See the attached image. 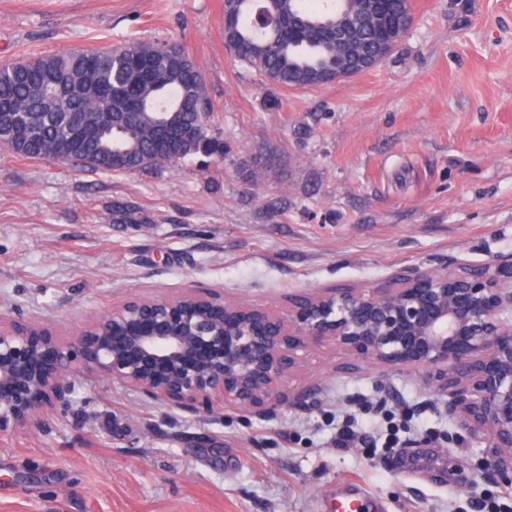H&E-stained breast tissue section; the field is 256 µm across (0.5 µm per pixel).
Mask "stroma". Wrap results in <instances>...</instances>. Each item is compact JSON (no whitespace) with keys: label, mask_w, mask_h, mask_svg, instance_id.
I'll use <instances>...</instances> for the list:
<instances>
[{"label":"stroma","mask_w":512,"mask_h":512,"mask_svg":"<svg viewBox=\"0 0 512 512\" xmlns=\"http://www.w3.org/2000/svg\"><path fill=\"white\" fill-rule=\"evenodd\" d=\"M376 68L309 90L268 83L224 47V0H0V65L72 48L180 43L212 112L165 168L101 173L0 149V321L66 339L133 297L200 289L281 311L292 295L370 288L405 268L512 254V0H413ZM269 158L252 179V157ZM119 204L149 216L116 224ZM313 408L200 417L100 376L41 432L0 433V512H326L347 483L386 512H479L512 489L459 439L444 396L406 370L300 354ZM423 405L428 442L339 448L348 399Z\"/></svg>","instance_id":"35a3bbf8"}]
</instances>
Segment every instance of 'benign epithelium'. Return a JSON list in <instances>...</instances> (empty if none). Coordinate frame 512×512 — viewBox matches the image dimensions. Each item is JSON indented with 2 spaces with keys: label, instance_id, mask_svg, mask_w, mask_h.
<instances>
[{
  "label": "benign epithelium",
  "instance_id": "1",
  "mask_svg": "<svg viewBox=\"0 0 512 512\" xmlns=\"http://www.w3.org/2000/svg\"><path fill=\"white\" fill-rule=\"evenodd\" d=\"M334 345L379 367H410L448 395L462 436L496 449L512 487V257L408 269L368 290L328 288L281 313L184 293L134 298L58 342L24 320L0 325V433H34L72 401L80 372L199 416L231 402L269 417L311 406L286 390L298 352Z\"/></svg>",
  "mask_w": 512,
  "mask_h": 512
}]
</instances>
